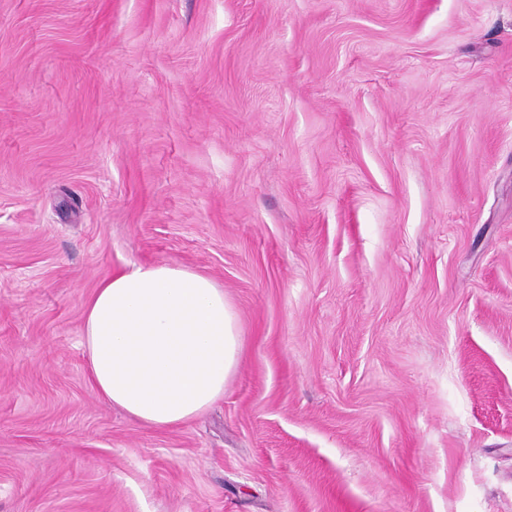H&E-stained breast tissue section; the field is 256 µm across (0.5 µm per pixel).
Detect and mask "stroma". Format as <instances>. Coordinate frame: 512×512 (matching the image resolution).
Returning a JSON list of instances; mask_svg holds the SVG:
<instances>
[{"instance_id": "obj_1", "label": "stroma", "mask_w": 512, "mask_h": 512, "mask_svg": "<svg viewBox=\"0 0 512 512\" xmlns=\"http://www.w3.org/2000/svg\"><path fill=\"white\" fill-rule=\"evenodd\" d=\"M162 262L241 350L158 430L81 336ZM0 512H512V0H0Z\"/></svg>"}]
</instances>
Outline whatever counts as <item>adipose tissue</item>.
<instances>
[{"label":"adipose tissue","mask_w":512,"mask_h":512,"mask_svg":"<svg viewBox=\"0 0 512 512\" xmlns=\"http://www.w3.org/2000/svg\"><path fill=\"white\" fill-rule=\"evenodd\" d=\"M82 345L99 396L159 429L184 424L222 398L239 357L223 288L175 263L102 281L85 303Z\"/></svg>","instance_id":"1"}]
</instances>
